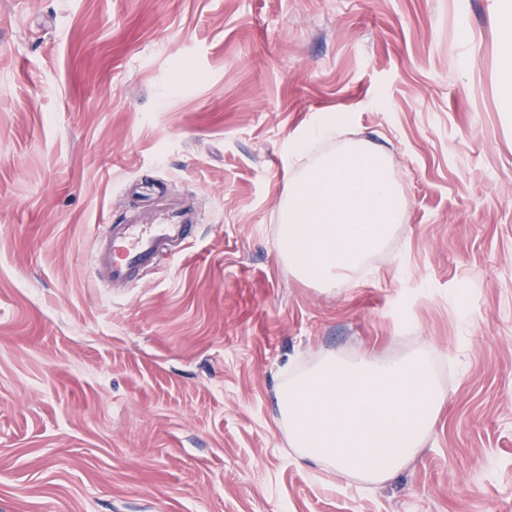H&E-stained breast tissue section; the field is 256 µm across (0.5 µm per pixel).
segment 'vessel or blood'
<instances>
[{
    "instance_id": "vessel-or-blood-1",
    "label": "vessel or blood",
    "mask_w": 512,
    "mask_h": 512,
    "mask_svg": "<svg viewBox=\"0 0 512 512\" xmlns=\"http://www.w3.org/2000/svg\"><path fill=\"white\" fill-rule=\"evenodd\" d=\"M197 221L192 210L163 209L148 223L127 221L102 225L94 245L93 264L109 280L120 284L139 281L142 272L185 245Z\"/></svg>"
}]
</instances>
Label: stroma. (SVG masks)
I'll return each mask as SVG.
<instances>
[{"label": "stroma", "instance_id": "stroma-1", "mask_svg": "<svg viewBox=\"0 0 512 512\" xmlns=\"http://www.w3.org/2000/svg\"><path fill=\"white\" fill-rule=\"evenodd\" d=\"M495 5L0 0V512H512ZM367 139L403 221L351 287L301 280L288 181ZM183 203L181 252L123 288L93 272L98 225ZM426 345L447 403L396 477L297 457L287 374ZM334 130L335 126L333 125L332 118L322 116L312 129L297 136L288 143V153L284 158L285 167H288V164L290 166L293 160L299 159L305 153L310 141L328 138Z\"/></svg>", "mask_w": 512, "mask_h": 512}]
</instances>
